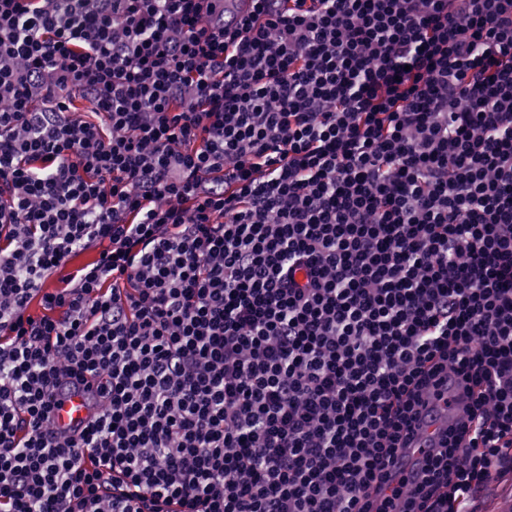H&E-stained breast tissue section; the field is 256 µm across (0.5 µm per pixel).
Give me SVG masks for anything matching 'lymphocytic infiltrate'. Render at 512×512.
Masks as SVG:
<instances>
[{"instance_id":"1","label":"lymphocytic infiltrate","mask_w":512,"mask_h":512,"mask_svg":"<svg viewBox=\"0 0 512 512\" xmlns=\"http://www.w3.org/2000/svg\"><path fill=\"white\" fill-rule=\"evenodd\" d=\"M253 2L0 0V512H499L512 0ZM253 10V2L226 0L224 2V28H234ZM58 406L52 413L53 427L58 431L72 433L82 427L94 412L92 394L70 384L59 390ZM438 403L429 402L424 410V423L409 441L406 457L397 461L394 470L401 476L408 478L409 482L419 481L421 466L426 454L438 441V434L443 433L448 424L462 415V406L453 405L447 412L444 400ZM436 408V409H434Z\"/></svg>"}]
</instances>
